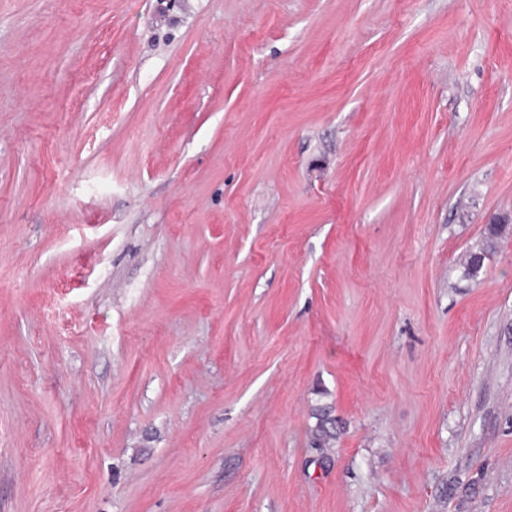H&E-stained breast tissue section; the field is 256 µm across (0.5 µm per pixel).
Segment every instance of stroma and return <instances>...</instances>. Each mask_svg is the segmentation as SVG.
<instances>
[{
    "mask_svg": "<svg viewBox=\"0 0 512 512\" xmlns=\"http://www.w3.org/2000/svg\"><path fill=\"white\" fill-rule=\"evenodd\" d=\"M494 216L512 0H0V512H512ZM509 224H490L486 236L477 249L469 251L463 264V277L476 280L483 268L484 260L493 254Z\"/></svg>",
    "mask_w": 512,
    "mask_h": 512,
    "instance_id": "1",
    "label": "stroma"
}]
</instances>
